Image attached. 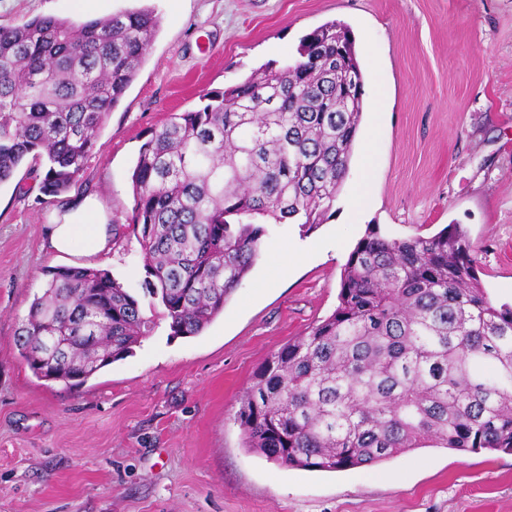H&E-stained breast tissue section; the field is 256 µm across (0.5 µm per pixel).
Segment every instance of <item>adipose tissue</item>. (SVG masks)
Instances as JSON below:
<instances>
[{
  "label": "adipose tissue",
  "mask_w": 512,
  "mask_h": 512,
  "mask_svg": "<svg viewBox=\"0 0 512 512\" xmlns=\"http://www.w3.org/2000/svg\"><path fill=\"white\" fill-rule=\"evenodd\" d=\"M115 228L108 224L97 204L83 201L66 214L62 223L49 227V247L58 255L76 251L88 255L109 252Z\"/></svg>",
  "instance_id": "adipose-tissue-1"
}]
</instances>
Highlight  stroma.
<instances>
[{
	"label": "stroma",
	"instance_id": "1",
	"mask_svg": "<svg viewBox=\"0 0 512 512\" xmlns=\"http://www.w3.org/2000/svg\"><path fill=\"white\" fill-rule=\"evenodd\" d=\"M144 2L160 30L109 114L79 183L50 202L29 167L0 185V512H512V454L419 448L374 466L287 469L241 446L240 397L270 356L329 316L350 251L369 229L430 236L449 224L476 248L491 300L512 304V0H0V24L99 18ZM349 25L364 74L349 171L322 224H267L224 312L195 337L172 335L143 295L129 222L141 145L171 113L265 64L293 61L303 36ZM373 143L371 201L349 200ZM91 196L121 239L59 256L47 228ZM302 255L284 270L281 249ZM109 271L154 320L134 353L83 387L33 375L14 336L47 272Z\"/></svg>",
	"mask_w": 512,
	"mask_h": 512
}]
</instances>
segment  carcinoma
Segmentation results:
<instances>
[{"label": "carcinoma", "mask_w": 512, "mask_h": 512, "mask_svg": "<svg viewBox=\"0 0 512 512\" xmlns=\"http://www.w3.org/2000/svg\"><path fill=\"white\" fill-rule=\"evenodd\" d=\"M160 29L149 7L75 22L0 26V184L30 161L40 191L75 186L105 120ZM363 73L349 27L305 36L298 58L171 114L141 146L130 226L144 294L175 336H198L247 276L265 229L322 222L345 180L363 112L336 72ZM16 332L40 380L71 387L151 332L108 271H50ZM243 447L281 467L336 472L417 448L512 452V306L494 305L466 232L387 239L348 255L335 310L274 352L240 400Z\"/></svg>", "instance_id": "cac0c4a2"}]
</instances>
